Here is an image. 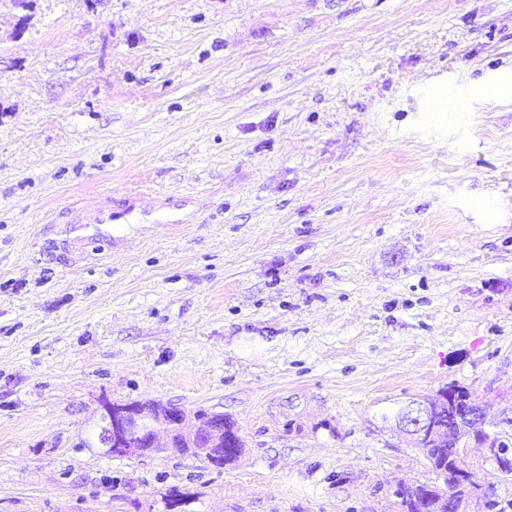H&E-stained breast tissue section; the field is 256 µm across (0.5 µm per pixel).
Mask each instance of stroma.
I'll use <instances>...</instances> for the list:
<instances>
[{"mask_svg":"<svg viewBox=\"0 0 512 512\" xmlns=\"http://www.w3.org/2000/svg\"><path fill=\"white\" fill-rule=\"evenodd\" d=\"M506 75L512 0H0V512H399L396 416L451 384L512 446ZM129 189L193 223L62 267L53 214ZM104 397L243 453L81 447Z\"/></svg>","mask_w":512,"mask_h":512,"instance_id":"obj_1","label":"stroma"}]
</instances>
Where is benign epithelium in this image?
<instances>
[{
	"label": "benign epithelium",
	"instance_id": "obj_1",
	"mask_svg": "<svg viewBox=\"0 0 512 512\" xmlns=\"http://www.w3.org/2000/svg\"><path fill=\"white\" fill-rule=\"evenodd\" d=\"M440 402L426 400L408 407L400 416L401 431L412 440L418 441L436 428V412ZM97 448L112 456H127L139 452V448L149 453H162L169 450V439L160 437L159 432L183 430L186 416L183 410L170 406L164 415L155 414L146 406H128L107 399L98 401ZM222 431L216 427L202 430L194 427L187 433L197 452L207 456L214 454V445L219 443Z\"/></svg>",
	"mask_w": 512,
	"mask_h": 512
}]
</instances>
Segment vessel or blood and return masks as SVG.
<instances>
[{"label": "vessel or blood", "mask_w": 512, "mask_h": 512, "mask_svg": "<svg viewBox=\"0 0 512 512\" xmlns=\"http://www.w3.org/2000/svg\"><path fill=\"white\" fill-rule=\"evenodd\" d=\"M193 215L172 209L168 200L145 190L100 192L65 206L50 228L48 245L62 265L124 251L123 225L188 224Z\"/></svg>", "instance_id": "obj_1"}]
</instances>
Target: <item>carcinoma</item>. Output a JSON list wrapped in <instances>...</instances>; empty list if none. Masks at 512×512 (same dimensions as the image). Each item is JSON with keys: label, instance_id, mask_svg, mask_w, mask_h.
Segmentation results:
<instances>
[{"label": "carcinoma", "instance_id": "cac0c4a2", "mask_svg": "<svg viewBox=\"0 0 512 512\" xmlns=\"http://www.w3.org/2000/svg\"><path fill=\"white\" fill-rule=\"evenodd\" d=\"M451 392L456 395V416H448V405H441L438 413V428L430 436L416 442L428 460L431 471L435 474L425 491L416 481H399L396 483L394 496L398 499L401 512H445L446 506L441 500L452 495L462 503L484 497L482 484L471 471L463 472L464 465L458 460L456 448L461 440L470 434L471 421L467 418L471 394L460 386L450 385L441 393ZM496 464L505 475H512V448L499 443Z\"/></svg>", "mask_w": 512, "mask_h": 512}]
</instances>
